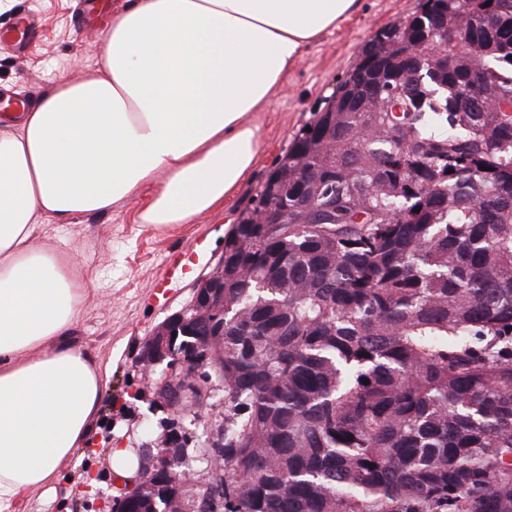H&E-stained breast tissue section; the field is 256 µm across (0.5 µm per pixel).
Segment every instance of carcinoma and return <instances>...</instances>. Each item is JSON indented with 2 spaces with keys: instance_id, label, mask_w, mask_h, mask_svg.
<instances>
[{
  "instance_id": "cac0c4a2",
  "label": "carcinoma",
  "mask_w": 512,
  "mask_h": 512,
  "mask_svg": "<svg viewBox=\"0 0 512 512\" xmlns=\"http://www.w3.org/2000/svg\"><path fill=\"white\" fill-rule=\"evenodd\" d=\"M445 27L464 57L409 52ZM510 107L512 0H423L295 134L224 236L222 357L180 329L224 399L221 512H512Z\"/></svg>"
}]
</instances>
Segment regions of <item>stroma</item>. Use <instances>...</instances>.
<instances>
[{
  "mask_svg": "<svg viewBox=\"0 0 512 512\" xmlns=\"http://www.w3.org/2000/svg\"><path fill=\"white\" fill-rule=\"evenodd\" d=\"M421 0H365L358 13L339 21L306 49L280 91L260 114L261 150L256 163L223 207L193 223L157 228L138 216L152 189L106 212L48 224L43 237L66 255L87 292L71 343L96 361L105 385L97 441L78 449L59 482L19 494L9 512H112L124 483L112 467L113 447L138 448L157 430L163 410L152 408L153 391L141 354L153 330L193 299L198 282L224 253V235L254 205L266 173L300 127L321 111L351 73L363 46L381 28L416 13ZM126 0H9L0 9V32H10L21 10L37 19L39 36L24 52L0 41V103H34L53 79L74 80L99 65L101 32ZM183 255V275L167 290L155 283L166 263Z\"/></svg>",
  "mask_w": 512,
  "mask_h": 512,
  "instance_id": "stroma-1",
  "label": "stroma"
}]
</instances>
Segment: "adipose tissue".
I'll return each instance as SVG.
<instances>
[{"mask_svg": "<svg viewBox=\"0 0 512 512\" xmlns=\"http://www.w3.org/2000/svg\"><path fill=\"white\" fill-rule=\"evenodd\" d=\"M364 0H132L100 66L58 78L0 133V504L56 481L92 445L105 395L69 341L85 286L45 222L71 224L153 185L140 221L223 205L260 151L259 114L308 46Z\"/></svg>", "mask_w": 512, "mask_h": 512, "instance_id": "adipose-tissue-1", "label": "adipose tissue"}]
</instances>
